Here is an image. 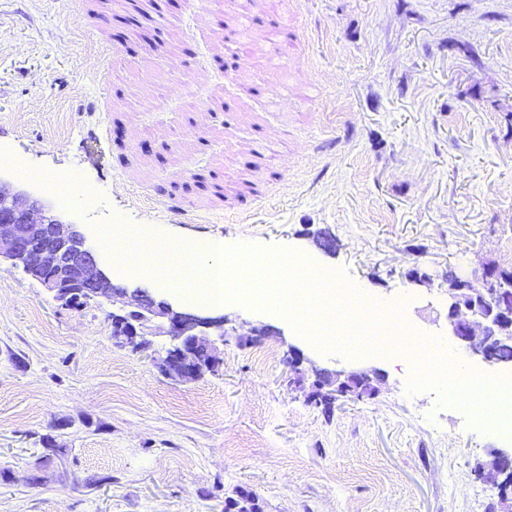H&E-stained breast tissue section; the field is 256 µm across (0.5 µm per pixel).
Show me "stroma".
<instances>
[{"instance_id":"35a3bbf8","label":"stroma","mask_w":512,"mask_h":512,"mask_svg":"<svg viewBox=\"0 0 512 512\" xmlns=\"http://www.w3.org/2000/svg\"><path fill=\"white\" fill-rule=\"evenodd\" d=\"M189 2L0 0V156L96 184L95 205L54 208L91 246L120 221L303 252L447 337L449 267L512 264V0H260L252 62L230 72L241 0L203 21ZM176 37L196 109L121 73L164 72ZM103 262L115 285L212 314ZM112 312L0 268V512H224L242 487L262 512H506L512 490L476 468L512 452V430L408 394L410 356L325 354L228 301V326L264 337H225L222 364L186 382L156 364L166 336L117 345ZM294 347L376 374L378 395L309 402L285 382Z\"/></svg>"}]
</instances>
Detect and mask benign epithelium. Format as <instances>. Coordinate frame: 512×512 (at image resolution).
<instances>
[{"label":"benign epithelium","mask_w":512,"mask_h":512,"mask_svg":"<svg viewBox=\"0 0 512 512\" xmlns=\"http://www.w3.org/2000/svg\"><path fill=\"white\" fill-rule=\"evenodd\" d=\"M0 259L20 266L39 281L54 299L69 304L106 300L121 313L112 323L123 343L134 349L149 344L150 323L160 318L169 345L161 358V370L183 380H197L218 363L209 330L232 336L224 318L200 317L181 311L167 301H156L142 288L130 290L112 284L96 250L89 245L78 225L63 221L52 209L23 190L0 178ZM455 285L448 289V335L469 355L493 365L489 351L498 341L499 323L512 319V308L491 305L476 309L463 304L458 292L473 287L467 275L453 274ZM304 354L293 348L287 364L294 371L289 384L302 382L300 366ZM315 387L325 398L361 400L372 396L374 377L363 372L313 370Z\"/></svg>","instance_id":"7a95c632"}]
</instances>
